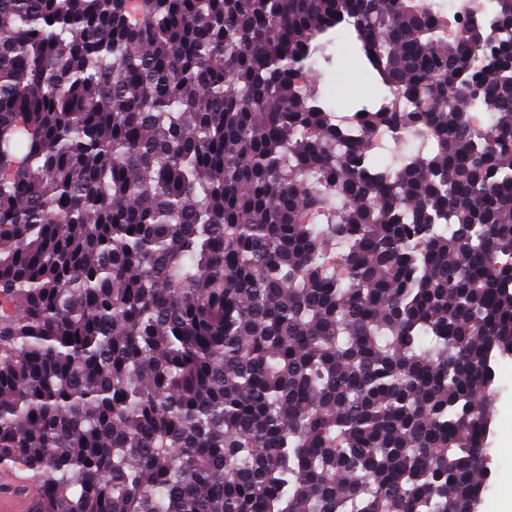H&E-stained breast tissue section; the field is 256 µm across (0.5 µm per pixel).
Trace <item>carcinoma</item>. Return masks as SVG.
<instances>
[{
    "instance_id": "cac0c4a2",
    "label": "carcinoma",
    "mask_w": 512,
    "mask_h": 512,
    "mask_svg": "<svg viewBox=\"0 0 512 512\" xmlns=\"http://www.w3.org/2000/svg\"><path fill=\"white\" fill-rule=\"evenodd\" d=\"M334 28L386 89L342 120ZM511 351L512 0H0V468L36 512H476Z\"/></svg>"
}]
</instances>
